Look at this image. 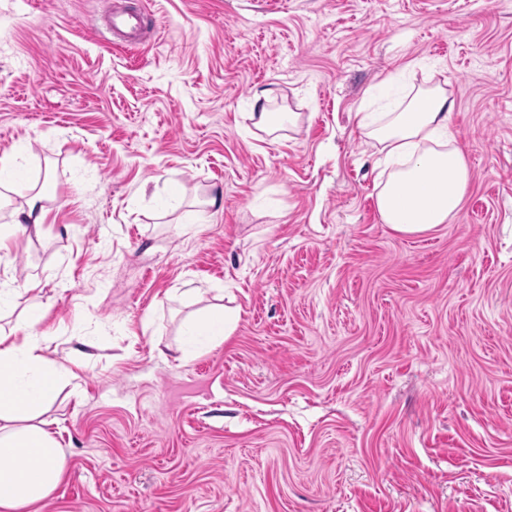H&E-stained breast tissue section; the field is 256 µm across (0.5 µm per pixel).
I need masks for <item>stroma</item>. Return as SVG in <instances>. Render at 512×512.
<instances>
[{"label": "stroma", "mask_w": 512, "mask_h": 512, "mask_svg": "<svg viewBox=\"0 0 512 512\" xmlns=\"http://www.w3.org/2000/svg\"><path fill=\"white\" fill-rule=\"evenodd\" d=\"M131 3L135 48L99 0H0V158L46 211L0 333L39 310L80 376L37 512H512V0ZM432 84L472 181L402 234L357 115ZM218 295L234 332L190 349ZM270 95L271 91L267 90L255 92L253 95L254 112L249 113V119L253 122V126L268 135H272L282 129L287 114L289 123L297 114L294 112L285 113L272 110Z\"/></svg>", "instance_id": "1"}]
</instances>
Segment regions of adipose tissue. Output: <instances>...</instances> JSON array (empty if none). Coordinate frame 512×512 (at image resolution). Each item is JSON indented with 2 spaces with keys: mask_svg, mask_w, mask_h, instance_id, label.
<instances>
[{
  "mask_svg": "<svg viewBox=\"0 0 512 512\" xmlns=\"http://www.w3.org/2000/svg\"><path fill=\"white\" fill-rule=\"evenodd\" d=\"M454 103L441 86L419 87L390 111L362 113L359 123L381 145L389 174L376 195L382 221L404 234L452 221L469 191L471 174L450 133ZM237 315L209 306L183 323L188 336L222 341ZM75 373L43 352L42 339L0 336V512H23L46 501L64 475L62 451L41 416Z\"/></svg>",
  "mask_w": 512,
  "mask_h": 512,
  "instance_id": "ef3b65f1",
  "label": "adipose tissue"
}]
</instances>
